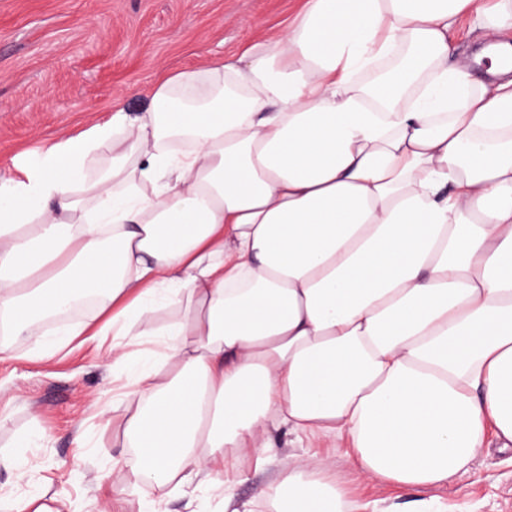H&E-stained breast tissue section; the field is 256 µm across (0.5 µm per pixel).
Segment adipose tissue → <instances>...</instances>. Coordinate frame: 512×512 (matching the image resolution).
Instances as JSON below:
<instances>
[{
	"label": "adipose tissue",
	"instance_id": "1",
	"mask_svg": "<svg viewBox=\"0 0 512 512\" xmlns=\"http://www.w3.org/2000/svg\"><path fill=\"white\" fill-rule=\"evenodd\" d=\"M512 0H305L274 39L157 83L0 180V334L47 341L86 293L157 352L116 436L134 486L186 492L281 430L410 489L512 447ZM274 512H347L291 472ZM479 36L480 33L478 31L468 33L467 28H461L452 33L451 38L457 47L456 54L452 61L455 63L462 62L470 64L475 69L479 68V66L474 62V57L471 51V47L479 39Z\"/></svg>",
	"mask_w": 512,
	"mask_h": 512
}]
</instances>
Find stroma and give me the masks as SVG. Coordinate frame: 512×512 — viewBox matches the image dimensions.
Masks as SVG:
<instances>
[{"label": "stroma", "mask_w": 512, "mask_h": 512, "mask_svg": "<svg viewBox=\"0 0 512 512\" xmlns=\"http://www.w3.org/2000/svg\"><path fill=\"white\" fill-rule=\"evenodd\" d=\"M303 0H0V179L122 105L129 115L151 103L155 83L274 37ZM94 309L44 327L49 340L74 338L62 350L36 356L30 340L10 339L0 359V495L27 498L66 492L70 512H226L216 487L167 497L135 488L127 473L131 449L112 444L103 420L121 424L123 406L112 398L129 374L105 349L80 336ZM30 433L28 447L15 445ZM275 459L257 466L250 449L226 455L229 473L244 474L234 501L253 512H273L261 492L294 468L340 485L354 512H401L412 502L432 512H512V451L487 439L471 469L451 483L408 489L365 475L345 449L326 437L297 440L277 434ZM328 469H321L320 461ZM111 491L102 499L97 486Z\"/></svg>", "instance_id": "35a3bbf8"}]
</instances>
